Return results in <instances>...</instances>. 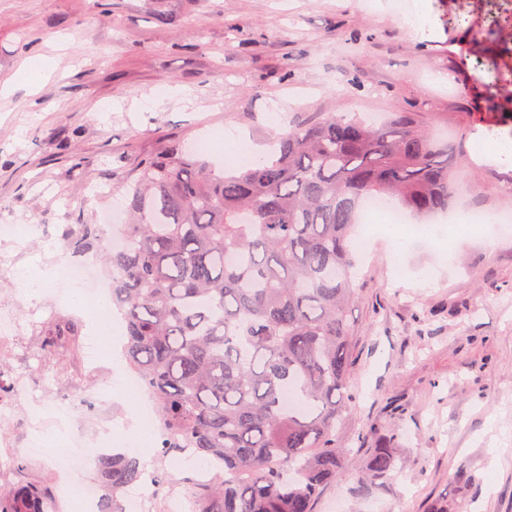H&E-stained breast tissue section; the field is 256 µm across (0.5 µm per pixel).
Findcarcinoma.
Wrapping results in <instances>:
<instances>
[{
	"instance_id": "carcinoma-1",
	"label": "carcinoma",
	"mask_w": 512,
	"mask_h": 512,
	"mask_svg": "<svg viewBox=\"0 0 512 512\" xmlns=\"http://www.w3.org/2000/svg\"><path fill=\"white\" fill-rule=\"evenodd\" d=\"M468 123L470 135L499 136L494 119ZM268 145L260 162L224 171L166 143L123 180L127 246L101 247L125 358L163 429L160 458L189 451L216 469L188 480L193 512H314L349 465L339 431L353 402L349 239L362 204L383 196L419 219L446 213L467 162L407 112L381 123L329 113L272 132ZM106 235L83 224L67 245L86 253ZM80 335L60 314L31 329L27 350L62 373ZM394 467L391 449H373L370 478ZM10 476L0 512H55L31 461L17 457ZM141 477L131 453L99 458V512H124Z\"/></svg>"
}]
</instances>
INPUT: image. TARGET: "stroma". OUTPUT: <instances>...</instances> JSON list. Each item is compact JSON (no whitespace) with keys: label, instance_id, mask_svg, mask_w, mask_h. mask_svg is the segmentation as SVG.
I'll use <instances>...</instances> for the list:
<instances>
[{"label":"stroma","instance_id":"obj_1","mask_svg":"<svg viewBox=\"0 0 512 512\" xmlns=\"http://www.w3.org/2000/svg\"><path fill=\"white\" fill-rule=\"evenodd\" d=\"M432 34L415 40L403 11L373 0H0V224H94L92 184L124 199L123 177L171 140L246 132L264 145L283 107L289 124L330 112H423L434 134L464 137L473 111L464 63L482 59L491 94L512 90V32L498 46L462 39L458 16L486 30L512 0H415ZM54 69L36 79L29 58ZM446 75L443 83L433 74ZM170 85L178 97L149 107ZM456 210L512 211L488 167L458 175ZM354 402L340 444L351 464L315 512H512V232L468 231L443 261L437 242L399 260L377 236H354ZM401 264L405 282L392 279ZM392 449L385 478L370 451ZM504 449L495 457V449ZM368 467L370 478L380 479L386 476L395 467V457L391 448H374Z\"/></svg>","mask_w":512,"mask_h":512}]
</instances>
